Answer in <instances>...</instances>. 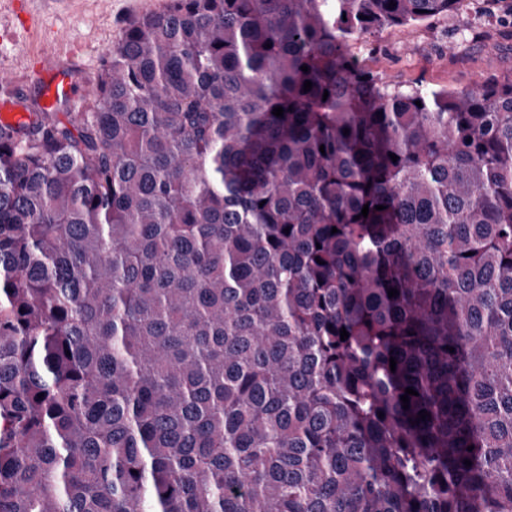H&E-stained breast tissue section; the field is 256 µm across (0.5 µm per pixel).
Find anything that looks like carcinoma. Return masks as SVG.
Here are the masks:
<instances>
[{
    "label": "carcinoma",
    "mask_w": 512,
    "mask_h": 512,
    "mask_svg": "<svg viewBox=\"0 0 512 512\" xmlns=\"http://www.w3.org/2000/svg\"><path fill=\"white\" fill-rule=\"evenodd\" d=\"M463 2L164 0L0 125V512H512V73L350 51Z\"/></svg>",
    "instance_id": "obj_1"
}]
</instances>
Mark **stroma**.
Segmentation results:
<instances>
[{"label": "stroma", "instance_id": "35a3bbf8", "mask_svg": "<svg viewBox=\"0 0 512 512\" xmlns=\"http://www.w3.org/2000/svg\"><path fill=\"white\" fill-rule=\"evenodd\" d=\"M163 0H0V99L39 102L31 51L73 62L79 82L95 83L103 60L129 21L159 10ZM363 65L389 83L469 90L489 76L512 72V39L486 17L484 0L470 15L439 17L383 30L356 42Z\"/></svg>", "mask_w": 512, "mask_h": 512}]
</instances>
